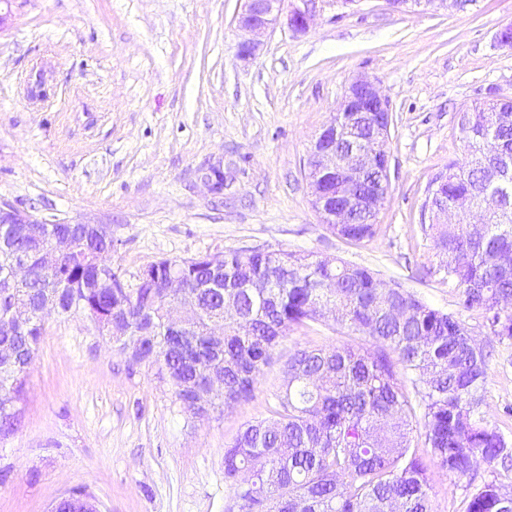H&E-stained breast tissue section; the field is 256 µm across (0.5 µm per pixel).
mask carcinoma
Returning <instances> with one entry per match:
<instances>
[{
    "instance_id": "cac0c4a2",
    "label": "carcinoma",
    "mask_w": 512,
    "mask_h": 512,
    "mask_svg": "<svg viewBox=\"0 0 512 512\" xmlns=\"http://www.w3.org/2000/svg\"><path fill=\"white\" fill-rule=\"evenodd\" d=\"M499 108L489 100L463 110L465 157L448 164L447 182L439 186L459 221L430 225L462 306L483 314L485 344L454 316L399 286L383 287L369 269L312 253L226 252L220 294L205 288L216 270L202 256L155 261L138 288L122 287L115 271L112 287L99 286L93 257L111 251L112 239L82 224L55 226L58 262L51 272L38 259L43 239L17 243L0 224V249L24 251L30 269L22 287L4 294L0 285V321L14 302L36 308L54 294L63 300L62 315L122 316L133 334L148 326L137 351L121 339L120 352L132 367L156 369L181 412L199 419L252 398L256 377L289 332L333 324L365 334L374 340L369 349L297 348L289 355L273 417L247 425L224 448V481L238 512H433L430 465L468 481L480 460L512 467V441L482 410L492 342H512V310L500 307L512 296V112ZM490 192L501 196L500 210L484 224L469 223ZM329 229L353 242L375 233L373 224ZM174 271L196 304L187 318L190 343L165 325V283ZM268 279L276 287H242ZM332 280L336 287H323ZM227 304L237 315L224 324L217 347L208 331ZM41 336L40 325L0 334V435L18 421ZM211 364L224 370V392L205 400ZM415 423L422 425L424 453L412 447ZM464 512H512V491L484 482L467 497Z\"/></svg>"
}]
</instances>
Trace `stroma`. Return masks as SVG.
I'll return each instance as SVG.
<instances>
[{"label": "stroma", "instance_id": "35a3bbf8", "mask_svg": "<svg viewBox=\"0 0 512 512\" xmlns=\"http://www.w3.org/2000/svg\"><path fill=\"white\" fill-rule=\"evenodd\" d=\"M242 0H13L0 29V198L69 223L112 227L106 260L128 283L150 263L251 248L311 252L370 269L454 315L485 342L420 220L432 176L464 153L458 119L512 98V0L392 10L318 0L310 30L286 21L239 55ZM43 95L30 93L37 75ZM375 80L391 105L389 189L372 238L328 230L304 174L348 85ZM224 168V194L206 188ZM324 326L290 333L252 399L199 420L154 370L129 368L83 314L50 313L23 410L0 439V512H50L76 486L101 512H227L224 448L270 417L296 347H372ZM483 411L512 439V344L496 348ZM433 512H463L474 484L512 489L478 462L474 483L432 474Z\"/></svg>", "mask_w": 512, "mask_h": 512}]
</instances>
